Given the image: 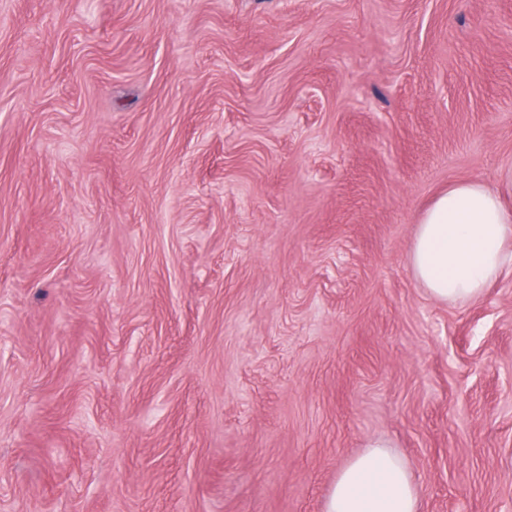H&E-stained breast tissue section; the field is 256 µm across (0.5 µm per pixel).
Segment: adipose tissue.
<instances>
[{
  "label": "adipose tissue",
  "mask_w": 512,
  "mask_h": 512,
  "mask_svg": "<svg viewBox=\"0 0 512 512\" xmlns=\"http://www.w3.org/2000/svg\"><path fill=\"white\" fill-rule=\"evenodd\" d=\"M408 261L433 299L478 300L512 270V210L481 182L450 184L421 214ZM325 512H420L419 491L403 461L374 440L338 472Z\"/></svg>",
  "instance_id": "adipose-tissue-1"
}]
</instances>
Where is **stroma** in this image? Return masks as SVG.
Listing matches in <instances>:
<instances>
[{
	"mask_svg": "<svg viewBox=\"0 0 512 512\" xmlns=\"http://www.w3.org/2000/svg\"><path fill=\"white\" fill-rule=\"evenodd\" d=\"M512 204V0H0V512H324L382 438L512 512V274L408 249ZM408 261L433 299L478 300L512 270V210L479 181L450 184L421 214Z\"/></svg>",
	"mask_w": 512,
	"mask_h": 512,
	"instance_id": "obj_1",
	"label": "stroma"
}]
</instances>
